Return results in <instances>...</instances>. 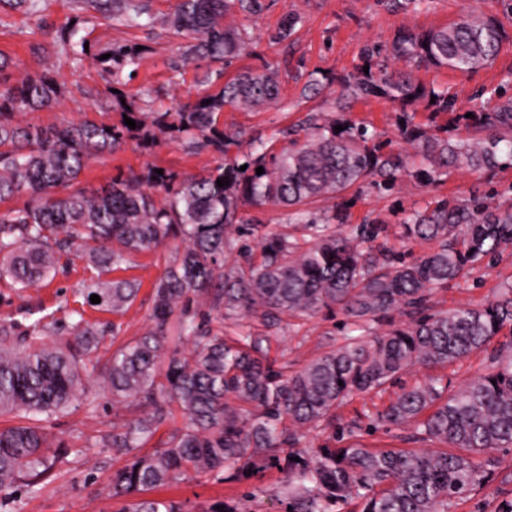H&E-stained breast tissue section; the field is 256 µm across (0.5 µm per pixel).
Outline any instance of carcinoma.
<instances>
[{
  "mask_svg": "<svg viewBox=\"0 0 512 512\" xmlns=\"http://www.w3.org/2000/svg\"><path fill=\"white\" fill-rule=\"evenodd\" d=\"M73 4L121 27H165L185 40L177 69L201 60L231 64L251 36L224 19L237 9L263 8L261 0H175L168 14L156 17L142 0ZM299 22L287 15L273 39H288ZM58 41L74 60L91 59L113 89L123 71H137L142 56L131 42L87 51V36L78 27ZM504 41L500 21L484 14L440 28H402L386 49L367 50L368 71L331 78L341 99L425 104V123L415 121L414 112L402 115L399 136L410 152L393 148L365 124L318 115L303 140L278 153L260 140L241 156L228 155L240 132L218 126L224 107L257 111L280 101V72L268 65L242 71L173 112L147 111L121 101L119 92L111 94L119 115L112 125H22L17 115L58 107L64 87L45 71L5 78L16 64L0 54V203L25 198L0 211V275L22 292L54 277L60 254L73 248L104 272L170 239L180 242L154 283L151 327L121 344L104 367L92 353L105 330L85 319L83 310L71 311L75 322L67 339L58 337L55 321L43 317L23 330L11 320L0 324V416L24 419L0 428V494L21 485L39 491L64 459L61 446L51 447L44 422L92 403L94 383L112 395L114 406L149 407L112 433V451L127 460L112 473L110 493L129 497L179 483L191 472L236 480L257 457L293 441L290 428L329 425L352 396L378 391L415 365L445 366L482 350L504 328L512 331V284L484 305L429 308L434 290L464 277L479 261L492 262L512 243V207L442 198L411 210L403 218L405 237L436 247L410 261L373 244L380 228L361 227L356 243L332 227L344 221L340 209H313L368 178L389 190L404 179L438 183L451 169L512 167V98L471 118L459 113L461 132L450 137L434 117L455 109V96L413 75L420 67L478 71L494 63ZM126 116L136 128L124 123ZM162 139L179 141L193 153L213 150L224 162L200 176L166 168L159 175L150 166L120 173L99 189L77 187L90 161L128 140L151 150ZM260 166L264 173L258 175ZM224 177L230 184L217 186ZM156 190L163 196L156 197ZM265 206L293 210L310 246L263 233L244 216L247 207ZM232 229L258 240L259 262L231 259ZM138 290L135 282L99 277L84 283L82 293L87 300L98 295V307L122 315ZM333 308L360 334L346 335L343 344L298 371L274 368L267 357L270 333L290 317ZM397 309L410 322L377 332L376 325ZM213 315H257L263 330L244 326L226 338L210 328ZM172 331L192 339L189 352L171 347ZM447 390L437 379L412 386L378 417L389 426L412 428L413 440L435 439L443 449H376L353 441L318 448L297 461L293 452L274 457L288 475L289 512H332L352 500L360 503L359 512H451L458 499L486 485L495 463L488 452L512 448V357L465 388L450 395ZM176 410L183 428L153 452H136ZM118 512H182V505L138 499Z\"/></svg>",
  "mask_w": 512,
  "mask_h": 512,
  "instance_id": "1",
  "label": "carcinoma"
}]
</instances>
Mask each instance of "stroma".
<instances>
[{"instance_id":"1","label":"stroma","mask_w":512,"mask_h":512,"mask_svg":"<svg viewBox=\"0 0 512 512\" xmlns=\"http://www.w3.org/2000/svg\"><path fill=\"white\" fill-rule=\"evenodd\" d=\"M262 3L260 13L232 15L234 24L251 32L252 41L244 54L225 69L206 62L197 67L176 69L180 40L159 26L126 29L102 17L90 16L84 30L99 48L121 41L144 47L137 75L124 85L123 92L147 110L162 112L196 100L202 90L201 81L209 72L221 73L228 79L240 69L258 68L267 63L278 67L284 93L280 106L263 112H243L228 107L219 119L221 126L240 131L238 149L242 152L249 151L255 139L274 144L278 149L286 147V128L303 121L308 113L334 110L336 88L329 85V78L359 71L365 64L366 47L386 44L397 29L442 27L471 12L495 16L508 33L495 63L470 74L423 68L416 77L425 85L456 92V109L460 112L491 108V96L495 93L505 97L512 95V13L506 10L502 0H431L428 8L407 12L392 11L386 0H262ZM290 13L301 19L295 34L286 41H274V33ZM75 17V11L65 0H40L39 11L33 16L20 11L0 12V51L10 54L20 69L34 73L40 66L31 48L37 43L47 45L53 61L50 74L67 88L59 107L30 114L31 122L56 125L90 120L109 125L117 120L101 72L90 63L73 62L52 45L54 38L69 27ZM308 74L320 80L321 86L319 93L304 99L300 96V78ZM400 112L399 104L370 98L352 102L347 116L384 133L386 138L392 139L394 147L399 148L403 145L396 126ZM221 161L217 153L209 150L190 153L175 141L160 144L150 151L130 141L115 153L91 162L80 180L82 185L98 187L117 174L137 172L148 165L195 176L206 173ZM490 194L494 195L496 203L512 205V169L494 173L454 170L444 182L436 185L403 181L388 196L380 195L364 181L343 198L347 219L337 225L336 232L351 238L356 227L365 220H382L385 230L378 238L379 243L411 259L430 251L432 245L404 239L399 222L401 211L443 197L466 201ZM167 253V248L163 247L156 253L136 255L125 269L116 271V278L140 284L138 296L125 315L115 316L93 308L86 310L90 321L113 323L120 329L118 339L108 336L100 339L95 351L100 360L111 356L116 340L129 341L147 330L153 285L163 273ZM60 264L59 272L50 283L35 284L21 293L11 288L9 279H0V320L28 324L47 315L56 322L60 334H68L73 321L71 311L83 302L82 285L96 277L97 272L72 254L62 255ZM510 284L512 246L500 254L494 266L475 264L464 278L437 290L430 298V305L432 310L444 311L484 304L497 298L502 288ZM343 322V315L335 310L290 319L288 328L271 340L268 357L276 366L299 369L342 344ZM507 340V335L497 336L485 349L444 367L414 366L381 391L353 396L337 409L332 425L299 432L291 445L292 451L306 456L315 449L332 448L350 441L389 448L435 449V442L414 443L407 439L405 431L377 424L376 415L402 388L431 378L440 379L452 391L464 388L490 371ZM140 413L137 407L114 409L111 397L100 393L92 405L77 407L51 419L47 431L54 441L65 447L66 462L38 493L30 494L19 488L0 497V512H117L120 503L110 498L109 484L113 471L121 467L124 460L113 455L101 438ZM495 459L493 481L460 500L455 512H503L512 503V450L497 451ZM283 478V472L261 460L250 475L240 480L224 482L214 474L201 473L177 486L155 490L154 495L181 502L183 512H209L210 508L221 504L233 506L238 512H287L279 495Z\"/></svg>"}]
</instances>
